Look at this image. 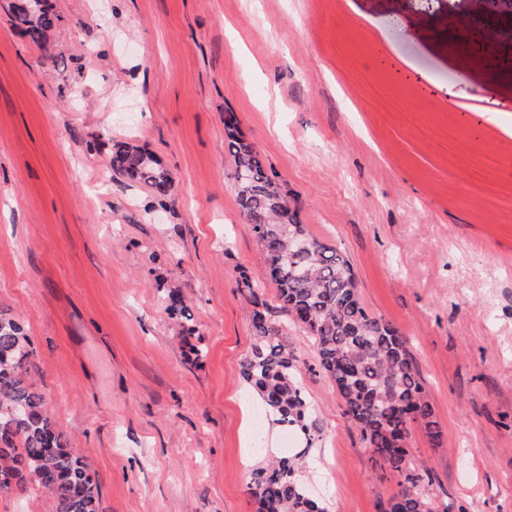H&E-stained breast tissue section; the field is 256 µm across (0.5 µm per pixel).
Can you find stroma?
I'll return each instance as SVG.
<instances>
[{
  "label": "stroma",
  "instance_id": "stroma-1",
  "mask_svg": "<svg viewBox=\"0 0 512 512\" xmlns=\"http://www.w3.org/2000/svg\"><path fill=\"white\" fill-rule=\"evenodd\" d=\"M0 0V308L95 474L100 512H256L240 276L265 283L315 410L304 477L379 512L377 469L311 337L268 284L224 115L363 307L408 340L440 425L407 465L435 512H512V6L484 0H48L42 45ZM485 44L466 79L448 35ZM502 79L489 86V71ZM152 154L167 197L99 173ZM181 296L191 316L166 310Z\"/></svg>",
  "mask_w": 512,
  "mask_h": 512
}]
</instances>
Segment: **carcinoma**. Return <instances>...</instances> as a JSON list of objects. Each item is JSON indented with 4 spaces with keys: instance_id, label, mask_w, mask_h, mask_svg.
I'll return each instance as SVG.
<instances>
[{
    "instance_id": "1",
    "label": "carcinoma",
    "mask_w": 512,
    "mask_h": 512,
    "mask_svg": "<svg viewBox=\"0 0 512 512\" xmlns=\"http://www.w3.org/2000/svg\"><path fill=\"white\" fill-rule=\"evenodd\" d=\"M12 10L22 32L43 42L53 18L43 0H16ZM234 161L238 203L253 225L270 281L296 326L313 338L319 366L331 379L371 452L374 464L399 477L398 491L380 512H430L420 477L407 470L412 427L437 441L441 430L426 399L404 336L362 306L350 260L308 231L265 171L260 152L244 142L236 117L224 116ZM112 172L169 194V173L138 145H124ZM240 291L251 306L254 343L241 375L258 395L260 417L310 439L316 419L298 378L297 359L282 326L270 319L264 285L242 278ZM30 339L0 309V494L28 484L51 497V512H99V491L89 462L69 446L51 418L44 394L28 381ZM305 452L280 457L252 471L248 490L257 512H324L310 501L301 479Z\"/></svg>"
}]
</instances>
